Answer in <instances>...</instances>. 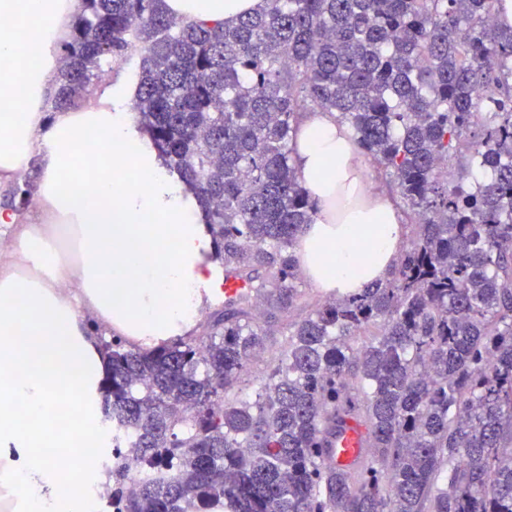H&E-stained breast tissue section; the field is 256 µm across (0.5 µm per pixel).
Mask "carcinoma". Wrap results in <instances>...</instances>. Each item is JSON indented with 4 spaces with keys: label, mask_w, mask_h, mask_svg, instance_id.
I'll return each instance as SVG.
<instances>
[{
    "label": "carcinoma",
    "mask_w": 512,
    "mask_h": 512,
    "mask_svg": "<svg viewBox=\"0 0 512 512\" xmlns=\"http://www.w3.org/2000/svg\"><path fill=\"white\" fill-rule=\"evenodd\" d=\"M81 2L50 108L133 63L138 122L244 284L198 336L102 340L107 508L512 512V26L488 22L497 0H266L217 28L159 0ZM313 109L389 173L411 235L389 278L292 319L294 251L318 213L292 153ZM453 159L482 178L449 181ZM269 336L284 342L242 396ZM351 418L369 451L343 468Z\"/></svg>",
    "instance_id": "carcinoma-1"
}]
</instances>
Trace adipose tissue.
Returning <instances> with one entry per match:
<instances>
[{
  "instance_id": "adipose-tissue-1",
  "label": "adipose tissue",
  "mask_w": 512,
  "mask_h": 512,
  "mask_svg": "<svg viewBox=\"0 0 512 512\" xmlns=\"http://www.w3.org/2000/svg\"><path fill=\"white\" fill-rule=\"evenodd\" d=\"M264 0H163L202 26L232 23ZM80 0H0V183L33 211L0 207V488L15 512L83 506L103 444L97 428L103 356L87 320L148 351L191 335L222 277L202 211L167 172L118 77L84 105L44 112L58 85L57 49ZM319 204L299 237V268L320 291L355 293L384 280L405 241L396 198L376 185L351 130L332 112L299 119L293 160ZM82 418L62 429L63 405ZM78 447L75 481L40 449Z\"/></svg>"
}]
</instances>
